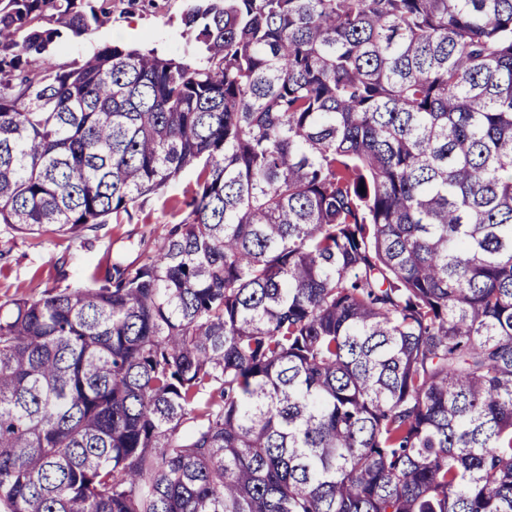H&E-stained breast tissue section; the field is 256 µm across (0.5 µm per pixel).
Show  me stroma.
I'll return each instance as SVG.
<instances>
[{"label":"stroma","instance_id":"35a3bbf8","mask_svg":"<svg viewBox=\"0 0 512 512\" xmlns=\"http://www.w3.org/2000/svg\"><path fill=\"white\" fill-rule=\"evenodd\" d=\"M114 4L111 23L62 43L59 62H72L112 44L154 48L167 56L182 54L180 17L186 0H152L143 10L129 8L127 0ZM180 219V214L163 212L154 202L134 212L131 223L101 225L81 242L52 233L22 234L0 225V303L21 296L36 298L51 289L90 286L94 274L116 260L138 264L167 223Z\"/></svg>","mask_w":512,"mask_h":512}]
</instances>
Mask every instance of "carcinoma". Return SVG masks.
<instances>
[{"mask_svg":"<svg viewBox=\"0 0 512 512\" xmlns=\"http://www.w3.org/2000/svg\"><path fill=\"white\" fill-rule=\"evenodd\" d=\"M0 0V224L184 213L0 304V512H512V0ZM196 188L168 189L187 171ZM146 9H130L127 0H114L112 22L92 30L81 38L62 43L58 62L69 63L105 45L155 48L162 55L178 56L183 53L180 17L186 0H152Z\"/></svg>","mask_w":512,"mask_h":512,"instance_id":"1","label":"carcinoma"}]
</instances>
